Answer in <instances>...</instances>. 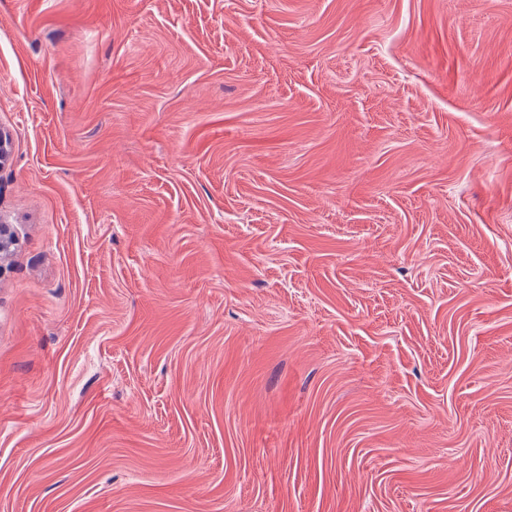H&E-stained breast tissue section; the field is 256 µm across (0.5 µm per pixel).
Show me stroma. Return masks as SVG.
<instances>
[{"mask_svg":"<svg viewBox=\"0 0 512 512\" xmlns=\"http://www.w3.org/2000/svg\"><path fill=\"white\" fill-rule=\"evenodd\" d=\"M0 512H512V0H0Z\"/></svg>","mask_w":512,"mask_h":512,"instance_id":"stroma-1","label":"stroma"}]
</instances>
